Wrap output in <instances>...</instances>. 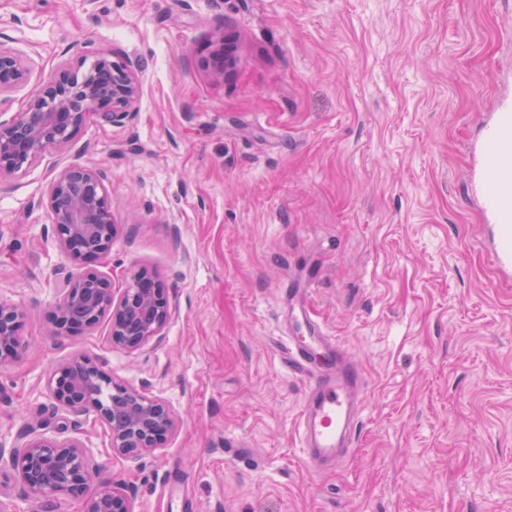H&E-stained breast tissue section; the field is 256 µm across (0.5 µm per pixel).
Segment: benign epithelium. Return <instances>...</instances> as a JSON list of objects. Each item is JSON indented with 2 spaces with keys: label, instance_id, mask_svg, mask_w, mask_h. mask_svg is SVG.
<instances>
[{
  "label": "benign epithelium",
  "instance_id": "benign-epithelium-1",
  "mask_svg": "<svg viewBox=\"0 0 512 512\" xmlns=\"http://www.w3.org/2000/svg\"><path fill=\"white\" fill-rule=\"evenodd\" d=\"M204 51L214 77H224V33L214 36ZM29 69L16 52L0 47V95L27 82ZM141 81L134 65L99 52L81 70L59 65L31 94L25 110L0 121V180L37 162L53 148L72 146L87 118L98 114L122 124L137 109ZM105 169L70 163L51 180L45 198L54 237L61 249L83 267L63 272L55 288L50 333L68 336L91 330L107 320L112 345L135 351L163 335L171 317L165 285L144 270L136 272L121 290L94 267L112 249L119 225L114 223ZM25 314L0 301V367L18 353ZM51 398L65 411L94 413L109 430L112 452L138 457L159 448L175 429L169 404L112 377L83 356L56 367L48 381ZM21 445L9 454L34 504L54 505L65 497L82 498L80 512H130L128 490L101 483L90 495L87 488L97 472L90 448L78 437H57L28 430Z\"/></svg>",
  "mask_w": 512,
  "mask_h": 512
}]
</instances>
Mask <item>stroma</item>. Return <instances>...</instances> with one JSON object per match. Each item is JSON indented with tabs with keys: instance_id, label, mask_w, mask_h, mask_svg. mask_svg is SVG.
Here are the masks:
<instances>
[{
	"instance_id": "stroma-1",
	"label": "stroma",
	"mask_w": 512,
	"mask_h": 512,
	"mask_svg": "<svg viewBox=\"0 0 512 512\" xmlns=\"http://www.w3.org/2000/svg\"><path fill=\"white\" fill-rule=\"evenodd\" d=\"M512 0H0L26 108L58 65L105 51L137 68V110L93 116L72 150L0 181V300L25 313L0 367V447L75 436L131 512H512V286L490 265L467 146L512 93ZM234 63L214 78L215 33ZM105 168L122 229L99 269L166 287L161 341L113 347L107 323L50 336L72 266L45 208L68 163ZM294 288L366 379L334 472L299 452L306 383L288 368ZM165 399L154 452H112L49 397L73 357Z\"/></svg>"
}]
</instances>
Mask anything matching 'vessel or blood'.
Returning a JSON list of instances; mask_svg holds the SVG:
<instances>
[{"instance_id": "1", "label": "vessel or blood", "mask_w": 512, "mask_h": 512, "mask_svg": "<svg viewBox=\"0 0 512 512\" xmlns=\"http://www.w3.org/2000/svg\"><path fill=\"white\" fill-rule=\"evenodd\" d=\"M472 196L496 233L486 253L498 274L512 280V97L501 99L471 146ZM305 333L290 337L287 359L307 384L300 416V447L313 470L340 467L352 447L365 378L335 337L325 333L310 313H303Z\"/></svg>"}]
</instances>
